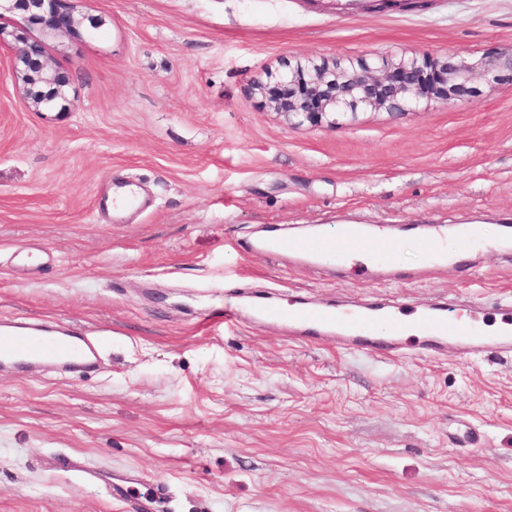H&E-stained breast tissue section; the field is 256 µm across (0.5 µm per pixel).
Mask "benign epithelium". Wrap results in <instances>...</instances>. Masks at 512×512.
I'll use <instances>...</instances> for the list:
<instances>
[{"mask_svg": "<svg viewBox=\"0 0 512 512\" xmlns=\"http://www.w3.org/2000/svg\"><path fill=\"white\" fill-rule=\"evenodd\" d=\"M5 11L21 12L47 38L75 32L74 17L64 0H0V15ZM7 40L15 44V77L30 90L31 106L39 112L67 110L70 79L48 70L45 41L24 30L7 31L0 26V43ZM505 70L512 72V55L498 52L475 62L456 55L432 58L426 54L360 59L332 67L308 60L254 77L248 93L261 97L290 125L324 122L335 127L357 121L361 110L407 114L432 100H463L471 93L472 74L482 71L496 77Z\"/></svg>", "mask_w": 512, "mask_h": 512, "instance_id": "benign-epithelium-1", "label": "benign epithelium"}]
</instances>
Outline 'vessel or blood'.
<instances>
[{
  "label": "vessel or blood",
  "instance_id": "vessel-or-blood-1",
  "mask_svg": "<svg viewBox=\"0 0 512 512\" xmlns=\"http://www.w3.org/2000/svg\"><path fill=\"white\" fill-rule=\"evenodd\" d=\"M480 227L463 226L447 230L434 225L427 237V254L431 264H455L470 257L482 245ZM254 251L289 253L313 265L344 263L348 257L362 253L371 256L374 269L398 273V238L390 228L364 230L357 224L338 225L334 236L258 241ZM246 308L254 316L287 328L291 339L308 343L336 345L349 352L371 353L389 359H402L418 354L431 357L447 346H454L463 359L471 360L494 353L512 356V331L490 336L448 317L445 303L431 305L428 311L417 312L412 305H400L389 311L379 305L353 315L334 306L271 305L250 301ZM416 327L422 334L418 346H411L406 333ZM94 349L84 336H71L52 331L38 323L0 325V361L25 365L44 360L71 367L91 365Z\"/></svg>",
  "mask_w": 512,
  "mask_h": 512
}]
</instances>
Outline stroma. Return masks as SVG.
Masks as SVG:
<instances>
[{
  "label": "stroma",
  "instance_id": "stroma-1",
  "mask_svg": "<svg viewBox=\"0 0 512 512\" xmlns=\"http://www.w3.org/2000/svg\"><path fill=\"white\" fill-rule=\"evenodd\" d=\"M47 43L64 121L0 51V319L102 338L90 372L0 368V512H512V357L392 361L227 315L251 294L345 312L512 296L497 246L426 267L425 228L512 225V79L334 128L288 124L253 77L283 62L512 52V0L350 12L313 0H69ZM102 21L96 36L80 31ZM147 200L116 219L111 192ZM397 229L400 277L248 251L268 229ZM481 440L471 445L470 428Z\"/></svg>",
  "mask_w": 512,
  "mask_h": 512
}]
</instances>
